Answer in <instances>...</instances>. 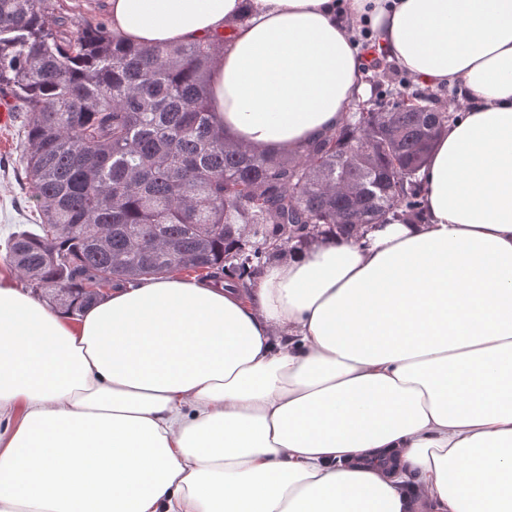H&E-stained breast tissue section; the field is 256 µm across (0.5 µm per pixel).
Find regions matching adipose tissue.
<instances>
[{"mask_svg":"<svg viewBox=\"0 0 512 512\" xmlns=\"http://www.w3.org/2000/svg\"><path fill=\"white\" fill-rule=\"evenodd\" d=\"M224 38L226 136L294 151L365 95L353 23L460 110L423 219L287 248L240 291L175 271L78 318L0 268V512H512V0H109Z\"/></svg>","mask_w":512,"mask_h":512,"instance_id":"ef3b65f1","label":"adipose tissue"}]
</instances>
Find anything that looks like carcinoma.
Here are the masks:
<instances>
[{
	"instance_id": "cac0c4a2",
	"label": "carcinoma",
	"mask_w": 512,
	"mask_h": 512,
	"mask_svg": "<svg viewBox=\"0 0 512 512\" xmlns=\"http://www.w3.org/2000/svg\"><path fill=\"white\" fill-rule=\"evenodd\" d=\"M220 49L134 45L63 0H0V97L25 117L40 219L5 259L55 307L75 316L104 288L177 269L242 281L293 242L419 218L418 171L454 119L437 95L400 79L334 135L258 151L213 122Z\"/></svg>"
}]
</instances>
